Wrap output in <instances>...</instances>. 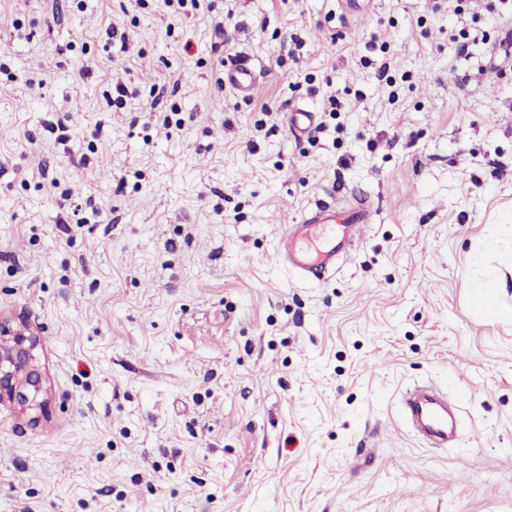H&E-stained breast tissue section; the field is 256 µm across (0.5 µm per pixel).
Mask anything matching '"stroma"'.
<instances>
[{
    "mask_svg": "<svg viewBox=\"0 0 512 512\" xmlns=\"http://www.w3.org/2000/svg\"><path fill=\"white\" fill-rule=\"evenodd\" d=\"M455 5L0 0V317L44 386L0 401V512H512V322L471 303L512 300V8ZM323 201L375 214L308 283L276 244ZM424 383L452 447L399 414ZM257 75L248 57H242L230 66H224V87L245 99H252L258 85ZM317 121V112L307 108L294 107L286 112V124L298 139L310 134ZM473 299L478 306H483L488 298L495 303L498 316L504 321H512V303L503 299L501 288H505L504 282L484 281L474 285Z\"/></svg>",
    "mask_w": 512,
    "mask_h": 512,
    "instance_id": "1",
    "label": "stroma"
}]
</instances>
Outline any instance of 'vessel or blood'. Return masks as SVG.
<instances>
[{"label": "vessel or blood", "instance_id": "vessel-or-blood-1", "mask_svg": "<svg viewBox=\"0 0 512 512\" xmlns=\"http://www.w3.org/2000/svg\"><path fill=\"white\" fill-rule=\"evenodd\" d=\"M224 85L243 98H253L258 79L249 58L225 67ZM317 121V113L307 108L296 107L286 114V124L298 138L310 134ZM369 221L368 210L361 206H323L309 211L300 223L286 225L278 242L281 261L304 280L324 281L335 272L337 258ZM402 408L408 422L433 445L444 447L455 439L446 390L436 386L415 388L404 395Z\"/></svg>", "mask_w": 512, "mask_h": 512}]
</instances>
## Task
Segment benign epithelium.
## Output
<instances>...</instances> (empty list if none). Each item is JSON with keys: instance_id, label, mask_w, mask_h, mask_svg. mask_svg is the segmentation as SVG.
I'll use <instances>...</instances> for the list:
<instances>
[{"instance_id": "1", "label": "benign epithelium", "mask_w": 512, "mask_h": 512, "mask_svg": "<svg viewBox=\"0 0 512 512\" xmlns=\"http://www.w3.org/2000/svg\"><path fill=\"white\" fill-rule=\"evenodd\" d=\"M38 343L37 336L14 330L0 321V398L6 395L21 405L37 402L43 381L32 364V351Z\"/></svg>"}]
</instances>
